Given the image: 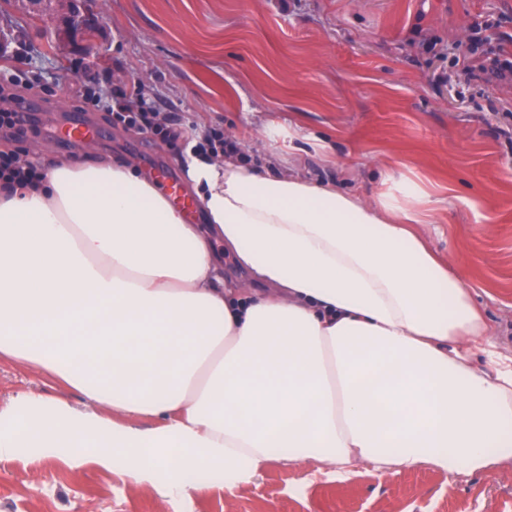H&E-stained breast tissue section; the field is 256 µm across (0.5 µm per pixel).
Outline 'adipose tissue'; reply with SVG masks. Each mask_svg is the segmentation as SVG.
<instances>
[{"label": "adipose tissue", "instance_id": "ef3b65f1", "mask_svg": "<svg viewBox=\"0 0 512 512\" xmlns=\"http://www.w3.org/2000/svg\"><path fill=\"white\" fill-rule=\"evenodd\" d=\"M181 165L206 227L129 160L0 192V361L87 402L18 396L0 459L120 458L167 497L202 492L201 467L231 491L280 461L340 479L512 464V362L416 235L426 196L365 201L191 148Z\"/></svg>", "mask_w": 512, "mask_h": 512}]
</instances>
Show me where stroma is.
I'll list each match as a JSON object with an SVG mask.
<instances>
[{
    "instance_id": "1",
    "label": "stroma",
    "mask_w": 512,
    "mask_h": 512,
    "mask_svg": "<svg viewBox=\"0 0 512 512\" xmlns=\"http://www.w3.org/2000/svg\"><path fill=\"white\" fill-rule=\"evenodd\" d=\"M101 24L80 50L31 0L0 7L13 35L0 74L25 81L41 121L64 126L76 81L140 83L152 106L219 126L261 172L293 173L369 199L403 185L433 199L415 230L449 265L512 356V84L465 64L512 52V0H90ZM69 152L52 137H0V152L46 165L136 159L148 175L184 147L119 122ZM38 393L83 397L36 369L0 363V410ZM0 512H512V466L449 475L423 466L348 479L285 462L227 491L190 497L89 463L28 450L0 459Z\"/></svg>"
}]
</instances>
